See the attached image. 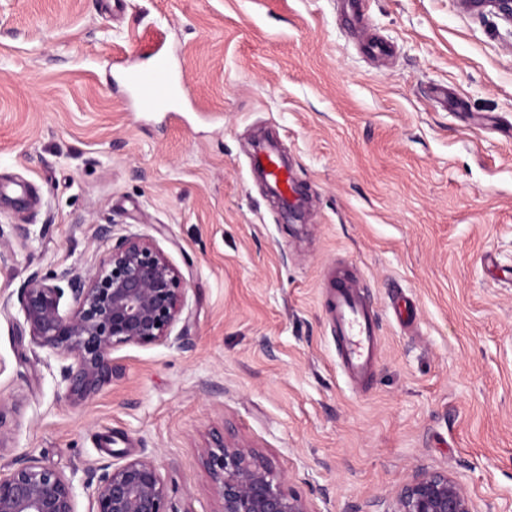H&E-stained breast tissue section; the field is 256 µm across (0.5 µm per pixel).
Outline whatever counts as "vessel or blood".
<instances>
[{
  "instance_id": "vessel-or-blood-1",
  "label": "vessel or blood",
  "mask_w": 512,
  "mask_h": 512,
  "mask_svg": "<svg viewBox=\"0 0 512 512\" xmlns=\"http://www.w3.org/2000/svg\"><path fill=\"white\" fill-rule=\"evenodd\" d=\"M127 82L138 96L142 108L170 111L182 91L170 71L165 54H158L154 64L129 74ZM255 165L264 172L272 189L280 196L293 190V180L278 159L276 147H263L254 157ZM327 315L340 345L341 366L355 383L372 372L379 336L376 310L365 300L357 279L345 268L329 271L324 279Z\"/></svg>"
}]
</instances>
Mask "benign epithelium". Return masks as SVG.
Here are the masks:
<instances>
[{
    "label": "benign epithelium",
    "instance_id": "obj_1",
    "mask_svg": "<svg viewBox=\"0 0 512 512\" xmlns=\"http://www.w3.org/2000/svg\"><path fill=\"white\" fill-rule=\"evenodd\" d=\"M187 289L153 239L128 234L83 273L32 274L18 300L31 341L70 360L62 369L65 394L79 402L112 382L115 349L170 339ZM204 463L221 498L220 512H312L285 488L268 458L232 437L213 434ZM93 495L95 512H168L167 487L148 457L104 469ZM0 512H76L75 486L59 471L22 463L0 475ZM391 512L475 510L455 477L421 471L404 485Z\"/></svg>",
    "mask_w": 512,
    "mask_h": 512
}]
</instances>
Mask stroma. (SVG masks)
Returning a JSON list of instances; mask_svg holds the SVG:
<instances>
[{"mask_svg":"<svg viewBox=\"0 0 512 512\" xmlns=\"http://www.w3.org/2000/svg\"><path fill=\"white\" fill-rule=\"evenodd\" d=\"M345 2L0 0V301L130 233L188 283L173 338L114 350L78 404L65 358L18 343L19 304L0 315V472L61 471L92 512L100 467L146 456L172 512H219L203 450L229 428L312 512H392L421 468L512 512V21L490 0ZM156 47L184 77L173 113L123 80ZM263 138L304 220L255 177ZM339 262L381 324L362 390L321 288Z\"/></svg>","mask_w":512,"mask_h":512,"instance_id":"obj_1","label":"stroma"}]
</instances>
